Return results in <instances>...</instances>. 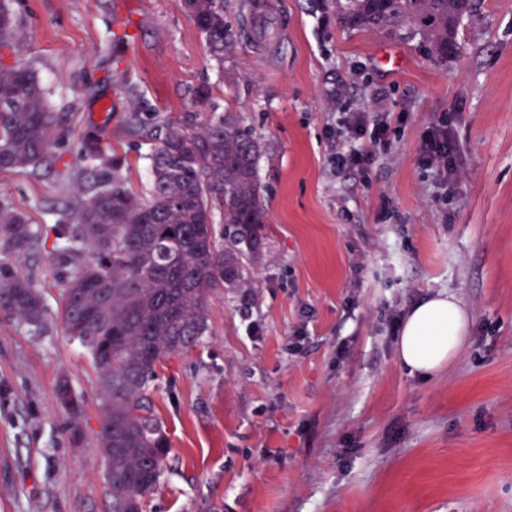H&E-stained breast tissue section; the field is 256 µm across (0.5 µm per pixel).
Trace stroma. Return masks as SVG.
Instances as JSON below:
<instances>
[{
	"instance_id": "35a3bbf8",
	"label": "stroma",
	"mask_w": 512,
	"mask_h": 512,
	"mask_svg": "<svg viewBox=\"0 0 512 512\" xmlns=\"http://www.w3.org/2000/svg\"><path fill=\"white\" fill-rule=\"evenodd\" d=\"M13 7L50 108L76 115L61 163L105 133L143 195L155 137L183 113H238L263 143L252 296L211 297L207 335L151 383L170 452L144 512H512V0H479L445 63L320 0H224L221 67L182 0ZM350 112L391 126L362 170L332 161ZM443 119L459 174L441 186L418 156ZM0 196L41 234L26 266L51 315L37 334L0 311V512H108L99 377L48 260L59 195L0 173ZM441 291L467 339L423 377L391 319Z\"/></svg>"
}]
</instances>
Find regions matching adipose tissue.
I'll return each mask as SVG.
<instances>
[{
	"mask_svg": "<svg viewBox=\"0 0 512 512\" xmlns=\"http://www.w3.org/2000/svg\"><path fill=\"white\" fill-rule=\"evenodd\" d=\"M466 332V312L454 295L441 292L416 305L406 316L397 353L410 371L429 375L454 356Z\"/></svg>",
	"mask_w": 512,
	"mask_h": 512,
	"instance_id": "adipose-tissue-1",
	"label": "adipose tissue"
}]
</instances>
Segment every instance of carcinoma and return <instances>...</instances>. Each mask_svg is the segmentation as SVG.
<instances>
[{"label": "carcinoma", "instance_id": "cac0c4a2", "mask_svg": "<svg viewBox=\"0 0 512 512\" xmlns=\"http://www.w3.org/2000/svg\"><path fill=\"white\" fill-rule=\"evenodd\" d=\"M351 29L408 31L434 59L456 55L464 16L452 0H321ZM224 70L233 42L224 0H183ZM25 33L0 0V51L14 56ZM0 54V173L49 179L64 198L66 224L54 249L62 273L61 319L89 350L101 388L100 447L112 479L109 512H141L157 485L169 441L149 396L157 369L195 348L209 329V301L250 287L264 256L266 212L258 161L263 144L231 112L198 121L186 112L166 124L149 154L147 195L133 193L102 133L84 138L74 165L56 149L76 114L54 112L33 66ZM221 223H215V216ZM40 245L27 214L0 197V309L36 332L44 298L21 260ZM77 411L69 383L56 390Z\"/></svg>", "mask_w": 512, "mask_h": 512}]
</instances>
